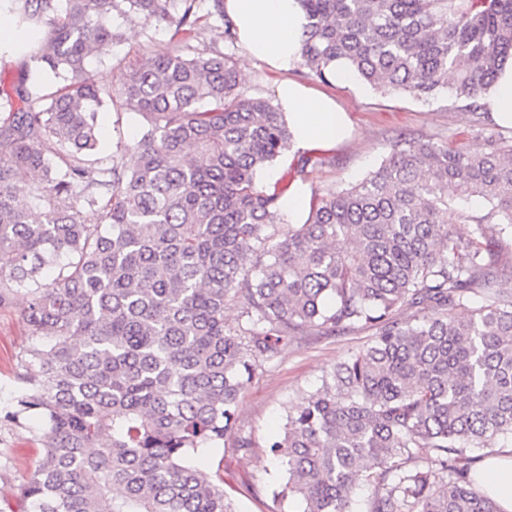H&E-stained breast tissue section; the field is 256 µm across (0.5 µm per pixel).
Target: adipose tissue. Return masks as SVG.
I'll use <instances>...</instances> for the list:
<instances>
[{"instance_id": "adipose-tissue-1", "label": "adipose tissue", "mask_w": 512, "mask_h": 512, "mask_svg": "<svg viewBox=\"0 0 512 512\" xmlns=\"http://www.w3.org/2000/svg\"><path fill=\"white\" fill-rule=\"evenodd\" d=\"M243 47L242 67L261 61L287 70L300 60L306 24L300 0H224ZM277 103L293 135L295 148L332 149L347 136V122L332 99L286 79L276 88ZM479 469L484 489L501 512H512V457L484 459Z\"/></svg>"}]
</instances>
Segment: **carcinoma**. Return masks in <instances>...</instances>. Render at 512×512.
Wrapping results in <instances>:
<instances>
[{"label": "carcinoma", "instance_id": "carcinoma-1", "mask_svg": "<svg viewBox=\"0 0 512 512\" xmlns=\"http://www.w3.org/2000/svg\"><path fill=\"white\" fill-rule=\"evenodd\" d=\"M300 2L301 65L322 83L342 59L376 89L429 100L446 88L477 125L512 56V0ZM8 9L30 36L0 91V307L25 299L30 345L4 420L45 425L23 512H235L195 451L224 444L282 341L357 328L374 330L371 344L269 443L286 474L274 497L359 512L363 483L364 512H500L471 452L512 436V138L473 153L401 136L278 234L292 180L270 191L257 174L292 134L270 100L243 95L232 56L194 45L213 16L236 41L224 0ZM115 15L174 25L172 46L100 86L86 63L121 40ZM104 107L145 120L123 145L133 168L100 164ZM322 164L311 149L294 172Z\"/></svg>", "mask_w": 512, "mask_h": 512}]
</instances>
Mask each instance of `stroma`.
<instances>
[{
  "label": "stroma",
  "instance_id": "stroma-1",
  "mask_svg": "<svg viewBox=\"0 0 512 512\" xmlns=\"http://www.w3.org/2000/svg\"><path fill=\"white\" fill-rule=\"evenodd\" d=\"M112 23L121 29L122 40L113 45L107 57L89 60L90 71L105 86L114 84L127 67L144 64L152 50L168 46L172 35L171 26L165 22L145 26L116 15ZM286 78L330 95L352 123L350 139L326 151L325 164L308 176L305 185L313 192L337 191L360 181L390 153L401 135L445 142L463 132L474 151L484 150L487 135L512 136L511 128L493 124L484 132H473L472 115L457 111L444 95L424 101L374 89L353 77L343 84L328 85L300 65L282 72L257 62L239 76L246 96L268 99L274 98L276 85ZM23 306L19 300L0 309L1 408L8 407L15 395L17 356L29 344ZM371 337V331L358 329L288 340L278 356L258 370L240 397L236 426L223 448L203 451L197 457L207 472H221L224 491L236 512H292L288 502L273 495L286 477L270 458L267 442L279 433L285 408L298 407L331 368L361 350ZM42 433L43 423L35 416L17 424H0V502L14 501L18 486L41 458Z\"/></svg>",
  "mask_w": 512,
  "mask_h": 512
}]
</instances>
